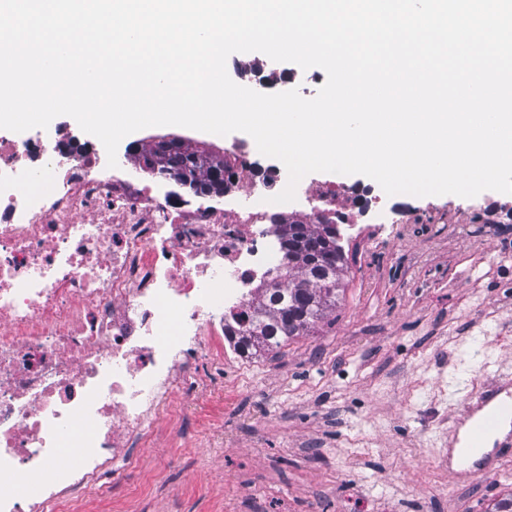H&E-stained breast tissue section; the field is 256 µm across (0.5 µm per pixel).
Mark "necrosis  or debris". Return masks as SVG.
I'll return each mask as SVG.
<instances>
[{"label":"necrosis or debris","mask_w":512,"mask_h":512,"mask_svg":"<svg viewBox=\"0 0 512 512\" xmlns=\"http://www.w3.org/2000/svg\"><path fill=\"white\" fill-rule=\"evenodd\" d=\"M256 146H224V207L115 176L60 126L0 129V512H73L138 468L172 393L224 389L225 325L283 266L284 222L351 224L357 195L309 182L272 203Z\"/></svg>","instance_id":"4bbe7bcc"}]
</instances>
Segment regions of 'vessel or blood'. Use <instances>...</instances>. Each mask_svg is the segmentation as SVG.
I'll use <instances>...</instances> for the list:
<instances>
[{
    "label": "vessel or blood",
    "instance_id": "vessel-or-blood-1",
    "mask_svg": "<svg viewBox=\"0 0 512 512\" xmlns=\"http://www.w3.org/2000/svg\"><path fill=\"white\" fill-rule=\"evenodd\" d=\"M474 412L477 416L472 429V441L458 457L455 467L449 468L452 479L467 481L496 469L501 458L512 455V443L499 445L497 456L485 452L484 441L498 432L503 420H512V378L498 379L478 398Z\"/></svg>",
    "mask_w": 512,
    "mask_h": 512
}]
</instances>
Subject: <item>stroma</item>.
Returning <instances> with one entry per match:
<instances>
[{
  "label": "stroma",
  "mask_w": 512,
  "mask_h": 512,
  "mask_svg": "<svg viewBox=\"0 0 512 512\" xmlns=\"http://www.w3.org/2000/svg\"><path fill=\"white\" fill-rule=\"evenodd\" d=\"M230 78L314 97L324 71L232 55ZM344 294L314 333L228 371L219 403L170 398L134 485L76 512H360L409 498L429 512H489L512 459L448 475V429L512 371V194L402 195L341 229Z\"/></svg>",
  "instance_id": "1"
}]
</instances>
